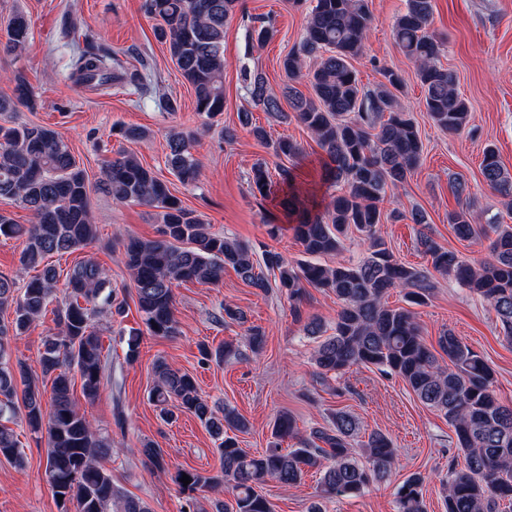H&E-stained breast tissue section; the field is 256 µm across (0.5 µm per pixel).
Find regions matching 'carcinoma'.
<instances>
[{"instance_id":"obj_1","label":"carcinoma","mask_w":512,"mask_h":512,"mask_svg":"<svg viewBox=\"0 0 512 512\" xmlns=\"http://www.w3.org/2000/svg\"><path fill=\"white\" fill-rule=\"evenodd\" d=\"M309 4L305 33L299 44L280 61L288 85L284 96L303 125L324 151L319 179L338 187L324 209H314L309 192L299 181L296 167H279L284 189L279 205L293 225L304 260L292 263L280 252L266 250L262 263L245 246L210 230V225L183 206L168 185L132 154L120 151L103 161L100 185L112 199L137 202L159 210V237L121 240L124 264L130 272L136 304L152 336L177 333L175 288L186 282H217L224 267H232L250 286L269 288L264 271L278 274V287L300 304L310 286L336 295L341 302L332 334L323 336L322 324L313 319L305 330L317 339L313 361L319 374L341 375L353 366H374L400 376L419 400L439 411L456 434L462 461L448 467L442 481L445 512H504L512 507V407L502 404L495 391L494 372L487 362L451 332L439 337L438 347L448 357L440 365L436 350L425 341L412 311L387 304L390 291L404 290L411 305H423L432 285L428 274L398 262L378 233L384 214L380 203L388 190L404 182L419 165L423 142L413 115L399 104L394 91L400 75L382 68L385 82L374 90L361 85L351 64L371 28L367 0H292ZM238 0H141L140 8L161 21L157 36L168 42L172 60L195 95V110L208 119L224 112V35ZM432 0H406L405 11L393 26L398 48L417 65L424 89L428 118L450 133L462 131L469 106L455 88L454 74L440 62L442 41L430 30ZM27 16L13 12L3 29L6 49L20 52L29 37ZM67 35L79 34L83 47L73 58L72 76L91 88L128 83L148 91L146 77L130 72L123 61L104 48L91 31L69 24ZM242 81L251 102L265 112H282L259 70H243ZM307 81L313 96L294 86ZM16 100L34 105V95L21 72L13 75ZM196 134L174 131L167 146L166 165L177 179L194 182L200 170L194 154ZM276 157L296 160L300 143L279 139L272 143ZM482 174L493 191L512 196V174L501 166L496 150L484 152ZM253 193L265 198L272 186L264 162L252 168ZM10 198L28 209L32 224L23 226L0 214V236L23 238L21 269L42 267L23 288L0 275V310L13 309L14 318L0 322V419L15 414L17 385H23L26 421L45 434V472L61 512H150L142 500L112 481L100 460L112 455V443L97 434L86 412L72 399L75 377H80L86 401L92 403L109 378L102 336L93 324L97 313L124 312L125 300L110 286L104 270L91 258L78 263L62 290L56 308L58 333L49 337L42 359V379L31 377L22 363L11 365L10 342L39 318L56 298L57 274L48 258L85 248L95 238L90 222L89 184L85 170L58 132L43 126L0 124V198ZM448 223L460 240H490L493 259L475 265L439 245L427 234L421 244L432 268L453 276L484 300L501 323L503 338L512 344V225L474 224L467 210L448 213ZM351 232L369 243L367 256L356 265L334 267L311 258L335 254ZM204 360L227 361L241 357L226 343L215 350L199 347ZM155 383L150 401L164 417L173 410L195 416L220 440L219 469L181 470L191 483L178 482L182 492H224L229 502L217 500L215 512H273L271 502L257 488L272 480L287 489L300 483L310 469L320 474L319 498L357 495L372 484L390 479L396 468V449L383 433L374 431L356 445L358 423L338 411L326 426L313 427L297 437L294 419L279 415L274 441L252 454L239 447L234 433H245L248 420L226 405L215 410L188 373L163 359L153 366ZM298 438L297 447L283 450L280 440ZM138 453L155 468L166 465V452L144 441ZM0 458L17 467L25 457L14 431L0 424ZM425 477L413 473L397 488V512H427L423 496Z\"/></svg>"}]
</instances>
